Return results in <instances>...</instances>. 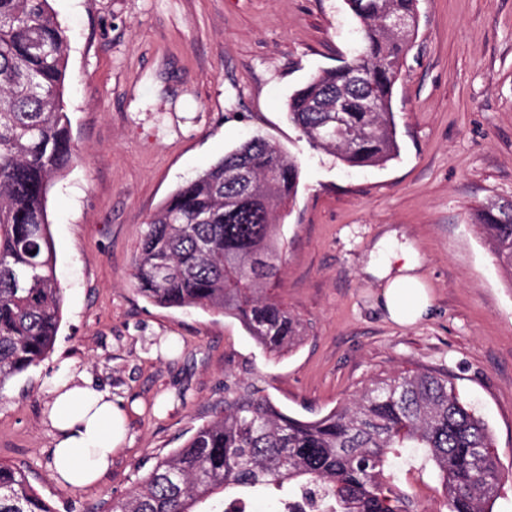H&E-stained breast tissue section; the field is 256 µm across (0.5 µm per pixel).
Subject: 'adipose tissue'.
<instances>
[{"mask_svg": "<svg viewBox=\"0 0 512 512\" xmlns=\"http://www.w3.org/2000/svg\"><path fill=\"white\" fill-rule=\"evenodd\" d=\"M393 235L374 246L365 274L382 287V307L391 321L412 325L432 306L419 273L421 263L408 247H393ZM47 418L55 431L52 470L56 482L79 489L96 483L112 467L125 438L126 416L110 395L90 388L75 370L64 368L52 379Z\"/></svg>", "mask_w": 512, "mask_h": 512, "instance_id": "ef3b65f1", "label": "adipose tissue"}]
</instances>
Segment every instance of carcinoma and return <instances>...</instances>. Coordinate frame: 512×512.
I'll return each mask as SVG.
<instances>
[{"label": "carcinoma", "instance_id": "obj_1", "mask_svg": "<svg viewBox=\"0 0 512 512\" xmlns=\"http://www.w3.org/2000/svg\"><path fill=\"white\" fill-rule=\"evenodd\" d=\"M360 47L315 75L288 102L312 148L350 167L399 155L393 87L418 32L417 0H346ZM401 18L406 25L390 24ZM67 36L49 0H0V390L39 365L59 329L61 288L46 195L76 159L64 110ZM298 161L254 137L181 185L150 218L134 261L138 291L161 307L210 308L240 321L271 357L298 348L305 327L275 293L278 213L296 197ZM512 279V200L475 212ZM422 452L448 512H490L506 479L485 421L451 380L402 370L314 418L290 416L249 382L224 386V411L157 461L106 512H226L213 495L275 489L328 512H411L393 460ZM0 512H54L25 471L0 462Z\"/></svg>", "mask_w": 512, "mask_h": 512}]
</instances>
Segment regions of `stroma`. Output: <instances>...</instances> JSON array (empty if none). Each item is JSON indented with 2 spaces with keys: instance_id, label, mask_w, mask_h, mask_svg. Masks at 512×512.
I'll return each instance as SVG.
<instances>
[{
  "instance_id": "obj_1",
  "label": "stroma",
  "mask_w": 512,
  "mask_h": 512,
  "mask_svg": "<svg viewBox=\"0 0 512 512\" xmlns=\"http://www.w3.org/2000/svg\"><path fill=\"white\" fill-rule=\"evenodd\" d=\"M68 36L64 97L77 152L47 194L63 304L53 350L0 390V462L23 468L55 512H104L157 459L224 407L225 385L263 387L313 418L372 377L450 378L512 470V282L476 209L512 198V0H419L418 34L393 90L398 158L347 167L310 148L291 94L350 60L346 0H49ZM254 135L300 164L279 219L277 292L306 327L267 356L232 317L164 308L136 289L145 226L189 177ZM396 232L434 299L413 326L390 322L363 266ZM65 363L128 414V440L96 484L52 477L48 384ZM419 512H448L435 472L398 461Z\"/></svg>"
}]
</instances>
